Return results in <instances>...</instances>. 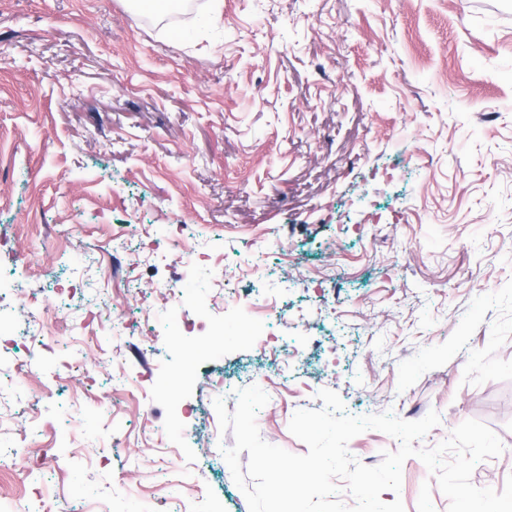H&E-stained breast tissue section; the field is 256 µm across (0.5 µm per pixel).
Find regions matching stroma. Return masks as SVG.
<instances>
[{"label": "stroma", "mask_w": 512, "mask_h": 512, "mask_svg": "<svg viewBox=\"0 0 512 512\" xmlns=\"http://www.w3.org/2000/svg\"><path fill=\"white\" fill-rule=\"evenodd\" d=\"M207 25L149 23L137 0H0V316L18 293L63 333L0 351V451L27 492L14 512H249L221 449L215 398L256 385L266 442L294 454L296 410L335 391L346 413L486 424L512 475V0H199ZM135 260L106 274L114 247ZM220 252L254 275L227 287L271 311L265 336L169 337L172 287L212 295ZM125 323L112 331L111 306ZM111 355L110 367L100 363ZM67 399L33 395L12 370ZM192 363L193 390L166 376ZM125 437L113 447L111 432ZM378 430L349 453L378 465ZM50 451L58 468L37 466ZM404 512H448L436 477L402 465Z\"/></svg>", "instance_id": "35a3bbf8"}]
</instances>
